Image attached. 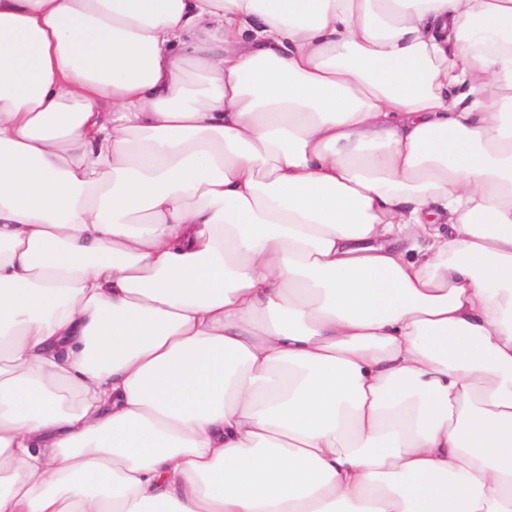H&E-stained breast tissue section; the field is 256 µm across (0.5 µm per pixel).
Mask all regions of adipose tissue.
I'll list each match as a JSON object with an SVG mask.
<instances>
[{"mask_svg":"<svg viewBox=\"0 0 512 512\" xmlns=\"http://www.w3.org/2000/svg\"><path fill=\"white\" fill-rule=\"evenodd\" d=\"M0 512H512V0H0Z\"/></svg>","mask_w":512,"mask_h":512,"instance_id":"ef3b65f1","label":"adipose tissue"}]
</instances>
